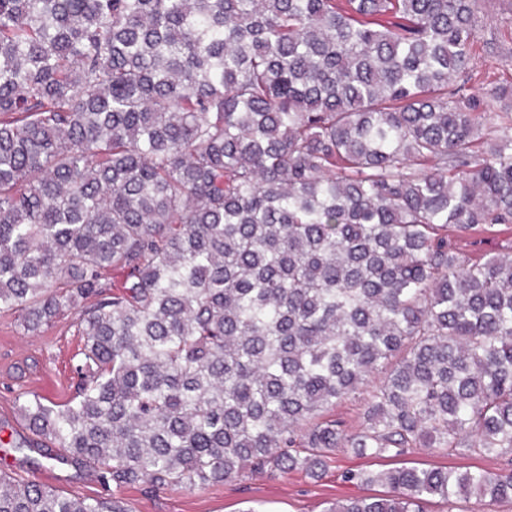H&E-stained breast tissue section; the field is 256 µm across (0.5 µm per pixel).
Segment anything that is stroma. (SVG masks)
<instances>
[{
	"label": "stroma",
	"mask_w": 512,
	"mask_h": 512,
	"mask_svg": "<svg viewBox=\"0 0 512 512\" xmlns=\"http://www.w3.org/2000/svg\"><path fill=\"white\" fill-rule=\"evenodd\" d=\"M473 94L512 79V0H485L477 22L470 62ZM73 314L48 328L24 331L18 315L0 313V465L10 476L49 486L68 497H96L104 490L95 473L73 461L56 462L25 444L33 435L20 415L24 400L40 396L62 403L72 394L71 367L82 346ZM479 467L495 469L498 459L448 454L443 448H415L399 457H360L340 452L328 461L320 480L293 470L253 475L204 489L166 487L151 491L127 487L120 495L132 512H325L330 503L352 497L381 496L385 486L346 480L349 472L393 466Z\"/></svg>",
	"instance_id": "1"
}]
</instances>
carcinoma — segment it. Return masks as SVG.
<instances>
[{
	"mask_svg": "<svg viewBox=\"0 0 512 512\" xmlns=\"http://www.w3.org/2000/svg\"><path fill=\"white\" fill-rule=\"evenodd\" d=\"M478 0H0V313L70 310L73 396L20 406L103 489H204L436 444L327 512L512 502V108ZM512 85L482 100L492 111ZM374 388L366 424L323 419ZM0 512H131L0 473ZM477 241L474 244L470 242ZM460 248L475 258L486 254L504 253L512 245V224L496 225L488 232L459 243Z\"/></svg>",
	"mask_w": 512,
	"mask_h": 512,
	"instance_id": "1",
	"label": "carcinoma"
}]
</instances>
